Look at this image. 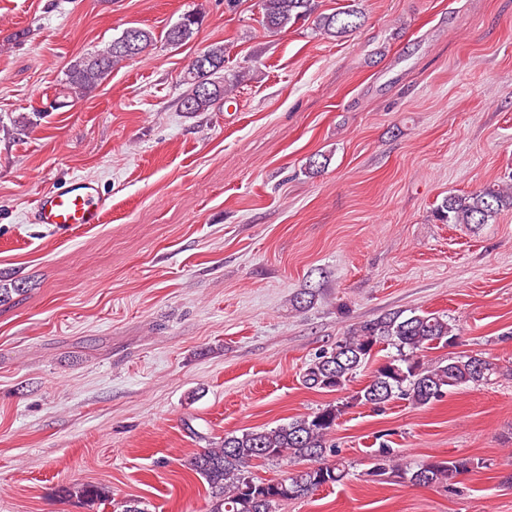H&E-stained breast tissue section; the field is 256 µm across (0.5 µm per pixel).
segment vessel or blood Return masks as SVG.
<instances>
[{
    "mask_svg": "<svg viewBox=\"0 0 512 512\" xmlns=\"http://www.w3.org/2000/svg\"><path fill=\"white\" fill-rule=\"evenodd\" d=\"M110 208L109 199L94 182L76 177L63 187L44 191L36 201L32 221L66 232L102 223Z\"/></svg>",
    "mask_w": 512,
    "mask_h": 512,
    "instance_id": "b4317fda",
    "label": "vessel or blood"
}]
</instances>
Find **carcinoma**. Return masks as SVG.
Listing matches in <instances>:
<instances>
[{
  "mask_svg": "<svg viewBox=\"0 0 512 512\" xmlns=\"http://www.w3.org/2000/svg\"><path fill=\"white\" fill-rule=\"evenodd\" d=\"M263 24L279 32L288 24L314 18L315 27L330 38L352 34L361 26L362 13L353 6L332 14L316 13L315 0H261ZM202 24L193 11L184 13L167 30L171 46L191 38ZM157 43L153 32L129 27L112 39L108 48L74 61L67 70L58 96L68 99L84 94L105 80L122 61L134 58ZM227 48L209 46L188 65L182 82L186 91L181 111L190 115L208 112L217 101L232 94L234 80L224 74ZM512 208V183L488 185L476 192L450 194L435 208V217L444 224H491L497 215ZM459 329L448 316L436 312L387 313L350 329L336 343L322 350L307 364L303 382L309 389L342 390L373 356L381 344L396 348L378 366L371 380L352 395L351 400L375 410L401 399L415 406H426L447 392L486 381L495 367L480 353L453 357L448 363H427L424 353L439 344H451ZM349 403L328 404L308 415L296 417L276 427L233 431L213 448L195 454L189 469L205 480L209 489V512H281L286 503L314 491L342 482L348 475L346 461L316 464L327 453L335 452L328 443L330 433ZM286 462L290 469L276 479H264L252 471L253 462ZM474 468L467 457L432 459L418 464L399 463L393 449L384 445L374 452L372 475L392 473L415 485L438 486L457 492L458 478ZM61 493L90 502L102 499L99 488L63 487Z\"/></svg>",
  "mask_w": 512,
  "mask_h": 512,
  "instance_id": "obj_1",
  "label": "carcinoma"
}]
</instances>
